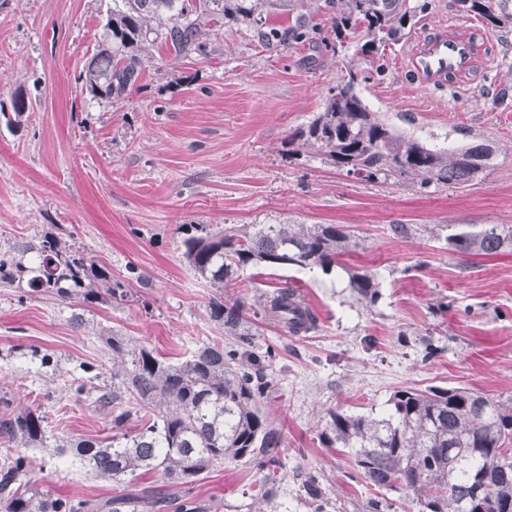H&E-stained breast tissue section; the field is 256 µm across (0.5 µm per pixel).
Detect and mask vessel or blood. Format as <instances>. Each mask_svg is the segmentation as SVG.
Listing matches in <instances>:
<instances>
[{"instance_id":"b4317fda","label":"vessel or blood","mask_w":512,"mask_h":512,"mask_svg":"<svg viewBox=\"0 0 512 512\" xmlns=\"http://www.w3.org/2000/svg\"><path fill=\"white\" fill-rule=\"evenodd\" d=\"M473 57V45L469 39L439 35L428 39L409 58L406 68L422 85L428 86L469 70Z\"/></svg>"}]
</instances>
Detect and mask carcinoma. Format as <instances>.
Returning <instances> with one entry per match:
<instances>
[{"label": "carcinoma", "instance_id": "1", "mask_svg": "<svg viewBox=\"0 0 512 512\" xmlns=\"http://www.w3.org/2000/svg\"><path fill=\"white\" fill-rule=\"evenodd\" d=\"M464 12L494 29L512 31V0H455ZM309 0H110L102 32L78 79L92 97L107 102L125 98L141 78L145 62L165 50L178 57L211 54L208 37L229 23L252 28L262 40L301 38L304 32H264L276 11L306 23ZM423 5L415 0H321L339 45L354 43V55L367 59L397 41ZM360 71L329 89L319 112L294 132L291 142L311 147L325 162L373 183L412 180L426 188L476 180L497 154L495 143L472 139L444 147L414 132L401 131L370 109L357 91ZM433 236L461 255L512 252V225L466 229L437 224ZM182 258L200 278L220 290L209 303L213 321L237 338V346L202 342L190 356L170 362L145 345L117 334L99 333L112 360L110 379L98 365L79 364L81 375L69 391L111 417L121 428L131 417L143 427L134 435L104 443L60 437L42 406L0 416V439L9 444L0 461V512H87L83 500L55 496L32 487L31 448H54L98 478L120 482L153 473L172 485H189L218 461L260 460L266 474L256 493L274 494L281 467L282 438L269 423L261 401L271 388V351H255L244 305L224 302V282L248 265L314 267L327 272L359 246L342 224H244L214 230L188 224ZM0 286L16 288L19 299L45 298L68 307L122 301L126 291L112 272L89 259L74 239L55 233L0 249ZM349 287L358 298L376 302L372 275L354 272ZM293 334L316 326L311 308L292 289L282 288L262 306ZM389 410L376 415L326 412L319 441L328 448H349L357 476L367 486L402 487L413 495L417 512H512V403L461 387L404 388L388 399ZM485 493H476L478 487ZM304 495L313 512L329 507L316 478L306 476Z\"/></svg>", "mask_w": 512, "mask_h": 512}]
</instances>
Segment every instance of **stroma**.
I'll return each mask as SVG.
<instances>
[{
  "instance_id": "obj_1",
  "label": "stroma",
  "mask_w": 512,
  "mask_h": 512,
  "mask_svg": "<svg viewBox=\"0 0 512 512\" xmlns=\"http://www.w3.org/2000/svg\"><path fill=\"white\" fill-rule=\"evenodd\" d=\"M106 8L107 0H0V246L61 225L127 292L125 301L86 307L89 325L77 329L59 302H22L0 288V393L15 412L42 405L61 437L107 439L110 419L64 389V372L104 363L97 332H119L174 361L200 342H231L209 317L215 288L181 257L185 225L343 224L361 245L330 272L250 265L224 286L225 301L252 314L256 348L275 353L262 402L284 444L275 495L255 498L258 461H227L195 484L168 487L171 504L157 512H179L186 499L201 512H313L299 494L308 474L331 512H369L373 492L348 450L317 438L327 409L381 413L393 391L428 386L512 400V253L463 256L430 233L437 224L512 225V99L494 103L512 92V31L487 28L453 0H428L378 66H367L360 95L395 126L443 146L471 131L499 148L470 185L422 189L361 181L309 149L291 154V135L353 59L352 49H332L327 15L310 12L305 36L285 44L225 27L214 53L164 54L111 104L77 80ZM436 31L476 43L472 69L449 88L421 86L404 69ZM18 93L38 106L16 128L6 116ZM396 224L413 225V234L395 236ZM352 271L373 275L375 304L354 297ZM286 287L317 316L308 334H287L258 314L259 302ZM35 352L57 359L62 376L36 381ZM31 456L36 487L93 504L162 485L153 474L99 479L51 449Z\"/></svg>"
}]
</instances>
